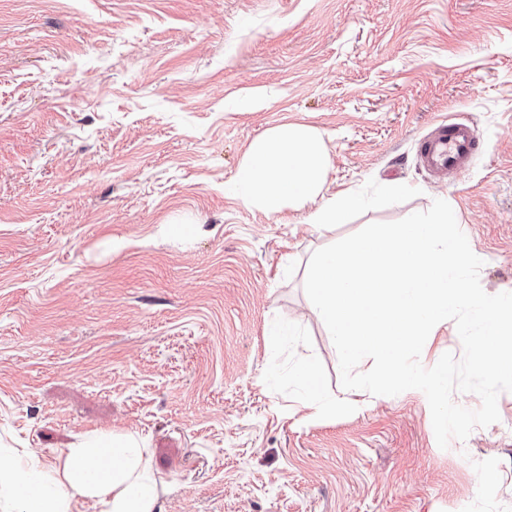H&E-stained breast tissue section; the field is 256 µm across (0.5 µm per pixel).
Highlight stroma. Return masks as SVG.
<instances>
[{"mask_svg":"<svg viewBox=\"0 0 512 512\" xmlns=\"http://www.w3.org/2000/svg\"><path fill=\"white\" fill-rule=\"evenodd\" d=\"M458 117L482 149L434 179L417 140ZM286 122L345 223L237 196ZM437 199L512 292V0H0V449L138 434L163 512H512V392L445 450L421 391L334 408L304 291L313 252ZM358 201L336 202V199L326 202L317 208L309 217V224L314 228L328 226L327 224H339L345 218L348 205H357Z\"/></svg>","mask_w":512,"mask_h":512,"instance_id":"stroma-1","label":"stroma"}]
</instances>
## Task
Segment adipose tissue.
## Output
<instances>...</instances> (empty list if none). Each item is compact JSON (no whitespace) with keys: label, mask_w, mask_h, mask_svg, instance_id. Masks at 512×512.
Masks as SVG:
<instances>
[{"label":"adipose tissue","mask_w":512,"mask_h":512,"mask_svg":"<svg viewBox=\"0 0 512 512\" xmlns=\"http://www.w3.org/2000/svg\"><path fill=\"white\" fill-rule=\"evenodd\" d=\"M326 168L317 132L287 123L253 140L235 184L244 202L278 211L315 201ZM159 482L138 435L86 434L50 466L32 452L0 453V512H70L77 498L95 512H162Z\"/></svg>","instance_id":"1"}]
</instances>
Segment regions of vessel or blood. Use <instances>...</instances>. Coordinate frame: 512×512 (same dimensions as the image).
<instances>
[{
	"label": "vessel or blood",
	"mask_w": 512,
	"mask_h": 512,
	"mask_svg": "<svg viewBox=\"0 0 512 512\" xmlns=\"http://www.w3.org/2000/svg\"><path fill=\"white\" fill-rule=\"evenodd\" d=\"M480 142V134L473 124L440 121L420 139L417 159L428 174L445 179L469 168Z\"/></svg>",
	"instance_id": "vessel-or-blood-1"
}]
</instances>
